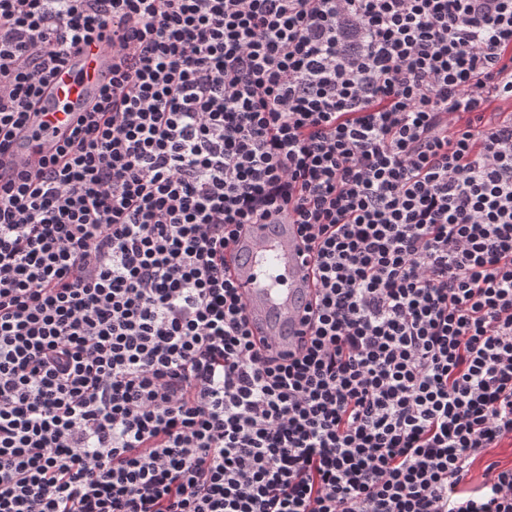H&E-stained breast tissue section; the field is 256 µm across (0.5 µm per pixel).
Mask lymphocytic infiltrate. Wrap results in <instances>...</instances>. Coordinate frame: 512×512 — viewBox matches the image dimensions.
<instances>
[{
	"label": "lymphocytic infiltrate",
	"instance_id": "obj_1",
	"mask_svg": "<svg viewBox=\"0 0 512 512\" xmlns=\"http://www.w3.org/2000/svg\"><path fill=\"white\" fill-rule=\"evenodd\" d=\"M94 37L0 185V512H512V0H0V154ZM281 215L285 358L227 264ZM112 49L96 39L72 49L68 63L44 89L39 105L30 111L12 148L1 156L2 183L17 173L33 170L76 126L80 112L98 100L101 87L112 77ZM247 224L229 260L230 278L245 301L248 327L280 352L296 351L308 338L305 322L313 302V264L297 224Z\"/></svg>",
	"mask_w": 512,
	"mask_h": 512
}]
</instances>
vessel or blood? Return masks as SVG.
Here are the masks:
<instances>
[{"label":"vessel or blood","instance_id":"1","mask_svg":"<svg viewBox=\"0 0 512 512\" xmlns=\"http://www.w3.org/2000/svg\"><path fill=\"white\" fill-rule=\"evenodd\" d=\"M112 56L111 48L95 39L72 49L11 149L0 156V180L10 181L55 153L81 112L94 105L109 82ZM229 274L246 303L253 338L284 353L296 351L306 340L305 322L315 288L313 264L297 225L284 216L271 224L246 225L232 247Z\"/></svg>","mask_w":512,"mask_h":512}]
</instances>
